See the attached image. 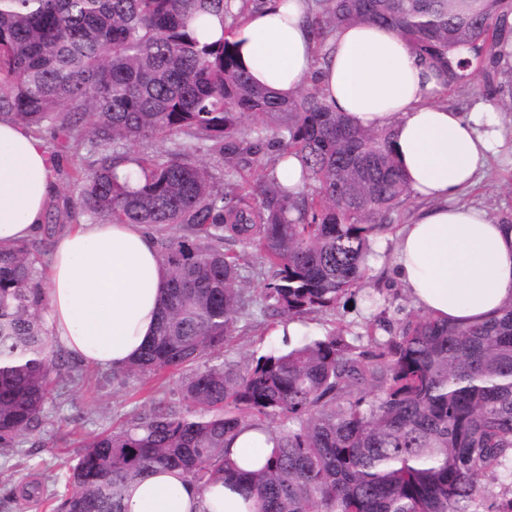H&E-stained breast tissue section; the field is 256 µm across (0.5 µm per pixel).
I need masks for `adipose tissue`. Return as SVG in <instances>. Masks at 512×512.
I'll return each mask as SVG.
<instances>
[{
  "label": "adipose tissue",
  "mask_w": 512,
  "mask_h": 512,
  "mask_svg": "<svg viewBox=\"0 0 512 512\" xmlns=\"http://www.w3.org/2000/svg\"><path fill=\"white\" fill-rule=\"evenodd\" d=\"M308 0H260L236 32L243 65L259 84L295 94L317 75L327 104L352 124L390 127L413 196L425 205L398 232L394 274L424 311L467 326L512 302V229L460 202L499 144L498 107L462 114L438 104L434 70L393 32L371 23L336 30L318 51ZM47 144L0 122V245L37 236L51 196ZM51 336L85 364L124 368L153 336L165 274L142 224L85 222L54 243L48 266ZM225 453L240 469L262 467L268 433L239 429ZM255 498L229 481L198 490L174 470L132 484L124 512H257Z\"/></svg>",
  "instance_id": "obj_1"
}]
</instances>
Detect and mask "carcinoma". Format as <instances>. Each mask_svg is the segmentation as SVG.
Returning a JSON list of instances; mask_svg holds the SVG:
<instances>
[{"instance_id":"cac0c4a2","label":"carcinoma","mask_w":512,"mask_h":512,"mask_svg":"<svg viewBox=\"0 0 512 512\" xmlns=\"http://www.w3.org/2000/svg\"><path fill=\"white\" fill-rule=\"evenodd\" d=\"M257 0H0V121L56 146L85 144L71 168L73 224H145L165 272L156 330L115 373H182L181 408L153 403L82 444L59 512H124L130 484L179 469L200 489L234 480L258 512H512V302L481 324L423 315L371 349L344 330L255 358L197 365L224 348L247 281L226 245L254 246L265 307L294 320L335 308L367 278L378 234L411 192L389 128L350 123L315 83L293 97L256 84L235 30ZM317 47L341 26L396 32L444 88L483 73L512 88V0H313ZM222 34L209 39L200 19ZM262 129L251 136L240 118ZM171 146L136 152L145 141ZM224 167L214 181L199 144ZM295 158L292 190L264 149ZM23 241L0 247V452L45 422L53 374L79 363L49 342L43 268ZM268 429L267 463L243 471L224 443ZM497 480L500 496L484 480Z\"/></svg>"}]
</instances>
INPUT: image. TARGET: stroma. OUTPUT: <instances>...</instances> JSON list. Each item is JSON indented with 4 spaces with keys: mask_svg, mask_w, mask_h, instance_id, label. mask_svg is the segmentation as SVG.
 Listing matches in <instances>:
<instances>
[{
    "mask_svg": "<svg viewBox=\"0 0 512 512\" xmlns=\"http://www.w3.org/2000/svg\"><path fill=\"white\" fill-rule=\"evenodd\" d=\"M501 145L490 156L477 183L461 195L463 202L485 210L492 219L512 215V112L497 115ZM410 198L379 242V254L368 279L357 286L335 310L315 312L287 324L264 311L262 300L266 272L257 251L243 244L232 245L248 281L251 303L238 324L237 334L222 353L205 354L204 363L218 364L226 358L260 357L271 349L285 348L307 337H321L344 327L348 336H360L379 324H397L421 314L401 285L390 275L395 241L402 224L419 207ZM83 382L72 383L67 375L56 379L46 406V424L37 435L25 439L14 452L0 455V481L21 485L54 477L57 498L69 492L66 469L76 462L81 441L107 428L129 425L152 402L161 400L179 405V376L167 371L154 377L113 378L111 370L86 367Z\"/></svg>",
    "mask_w": 512,
    "mask_h": 512,
    "instance_id": "1",
    "label": "stroma"
}]
</instances>
